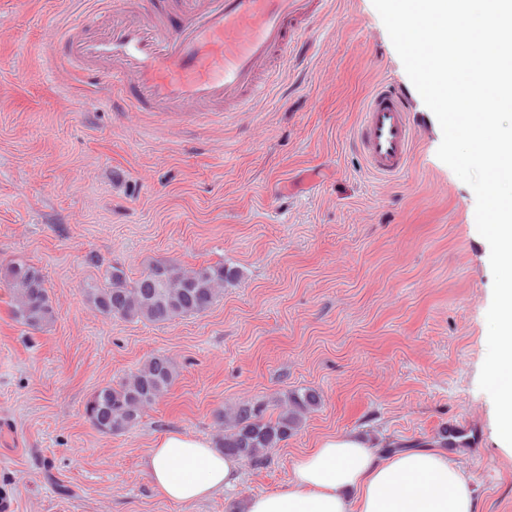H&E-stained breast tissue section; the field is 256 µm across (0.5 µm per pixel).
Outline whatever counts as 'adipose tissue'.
Instances as JSON below:
<instances>
[{"instance_id":"1","label":"adipose tissue","mask_w":512,"mask_h":512,"mask_svg":"<svg viewBox=\"0 0 512 512\" xmlns=\"http://www.w3.org/2000/svg\"><path fill=\"white\" fill-rule=\"evenodd\" d=\"M161 497L192 504L236 487L238 459L180 432L159 438L145 462ZM245 512H476L469 478L446 451L417 448L383 457L353 434L327 437L292 464L280 490L250 497Z\"/></svg>"}]
</instances>
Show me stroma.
Returning a JSON list of instances; mask_svg holds the SVG:
<instances>
[{
	"instance_id": "obj_1",
	"label": "stroma",
	"mask_w": 512,
	"mask_h": 512,
	"mask_svg": "<svg viewBox=\"0 0 512 512\" xmlns=\"http://www.w3.org/2000/svg\"><path fill=\"white\" fill-rule=\"evenodd\" d=\"M95 0H0V268L39 267L58 311L15 322L0 281V490L18 512H236L285 487L296 457L359 431L385 452L448 448L479 512H512V452L478 386L492 300L475 195L437 157L440 125L407 76L372 0H329L312 49L289 59L252 112L178 116L114 107L50 34ZM389 80L425 131L410 169L370 174L352 145L363 102ZM307 190L292 184L310 173ZM97 264H89L88 256ZM224 264L241 276L206 312L166 323L107 318L83 289L109 266ZM164 354L169 392L113 435L87 419L95 391ZM315 391L320 405L234 492L181 505L145 459L169 431L216 439L220 411Z\"/></svg>"
}]
</instances>
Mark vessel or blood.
<instances>
[{
    "mask_svg": "<svg viewBox=\"0 0 512 512\" xmlns=\"http://www.w3.org/2000/svg\"><path fill=\"white\" fill-rule=\"evenodd\" d=\"M325 10L326 0H150L143 13L113 6L103 32L90 18L51 40L87 77L105 76L127 110L250 112ZM420 138L401 88L378 84L353 132L369 171L405 174Z\"/></svg>",
    "mask_w": 512,
    "mask_h": 512,
    "instance_id": "vessel-or-blood-1",
    "label": "vessel or blood"
}]
</instances>
